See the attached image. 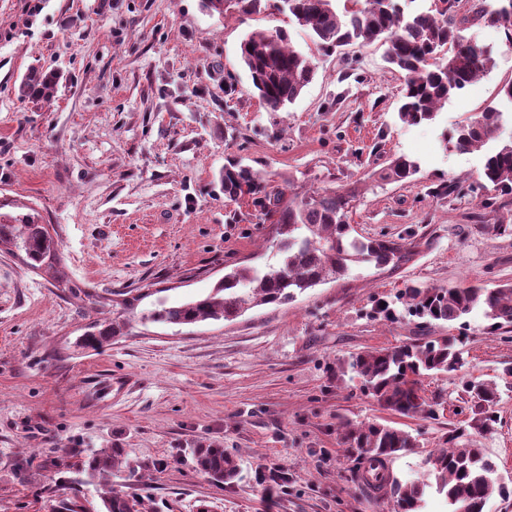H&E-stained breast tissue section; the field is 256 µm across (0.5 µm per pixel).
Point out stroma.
I'll list each match as a JSON object with an SVG mask.
<instances>
[{
  "mask_svg": "<svg viewBox=\"0 0 512 512\" xmlns=\"http://www.w3.org/2000/svg\"><path fill=\"white\" fill-rule=\"evenodd\" d=\"M26 3L0 0V212L39 213L68 285L0 253V512H56L72 496L99 512L82 463L115 445L126 464L112 489L143 498L148 512H391L389 491L367 489L341 441L346 419L416 437L389 464L403 482L466 427L463 444L483 449L507 488L484 512H512V327L487 333L478 313L428 324L397 298L407 283H512V194L481 206L479 155L439 143L512 79L504 29H466L492 46L496 65L420 126L398 119L403 76L384 45L325 55L291 31L315 75L274 122L238 47L251 31L287 27L282 12L40 0L30 14ZM34 68L55 74L51 100L22 93ZM400 155L420 165L412 182L373 178ZM231 159L289 197L354 191L358 235L431 243L399 270L360 267L230 321L141 323L152 304L204 295L231 268L275 262L274 224L224 196L219 173ZM133 288L146 297L129 310L122 294ZM381 299L396 320L376 314ZM118 315L130 320L126 335L99 351L77 347L86 324ZM437 336L458 338L466 363L420 378L436 418L390 414L341 372L351 354ZM471 377L498 386L491 431L469 426ZM201 443L239 457L234 482L194 470Z\"/></svg>",
  "mask_w": 512,
  "mask_h": 512,
  "instance_id": "obj_1",
  "label": "stroma"
}]
</instances>
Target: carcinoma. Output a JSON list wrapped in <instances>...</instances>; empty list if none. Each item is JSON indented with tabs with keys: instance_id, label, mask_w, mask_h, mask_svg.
I'll return each instance as SVG.
<instances>
[{
	"instance_id": "carcinoma-1",
	"label": "carcinoma",
	"mask_w": 512,
	"mask_h": 512,
	"mask_svg": "<svg viewBox=\"0 0 512 512\" xmlns=\"http://www.w3.org/2000/svg\"><path fill=\"white\" fill-rule=\"evenodd\" d=\"M290 22L315 48L330 53L340 47L387 44L386 62L405 73L400 121L407 126L426 124L448 99L489 73L495 65L492 47L471 42L463 31L475 24L512 30V0H497L492 8L474 3L460 12L459 0H432L426 11L405 13L397 0H279ZM210 13L230 9L242 15L259 14L271 0H202ZM253 88L269 112L294 103L313 80L314 68L305 53L290 45L285 29L257 30L239 46ZM56 77L36 70L29 73L23 89L48 98ZM512 111V81L501 85L498 104L442 135L445 149L481 154L482 182L487 193H512V135L501 138V129ZM419 171L405 156L372 173L381 181L402 182ZM224 196L231 201L251 199L261 214L275 218L279 239L278 260L262 269L237 267L206 295L195 300L161 306L142 314V319L170 325H191L207 320H233L246 311L267 304H283L322 283L350 275L356 266L398 268L409 262L422 245L415 236L369 238L355 234L348 214L353 193L334 189L313 190L284 198L268 189L267 182L249 166L232 160L220 174ZM11 243L25 253L33 269L52 266L57 260L56 242L45 225L27 214L12 222L0 219V245ZM406 304L432 323H453L479 311L493 333L512 326V284L485 288L470 284L450 288L408 284L400 293ZM121 323L104 320L89 326L78 339L84 348L100 349L121 335ZM463 366L462 350L453 336L425 342L369 350L350 357L342 372L360 381L379 406L395 415L437 416L436 403L418 393L416 377L425 373H448ZM468 396L479 390L473 402V420L484 429L496 422L497 390L492 383L470 378ZM342 442L347 451L368 464L367 472L378 486L385 485L381 466L417 447L410 432L385 424L342 423ZM125 450L106 448L86 458L83 471L88 481L104 490L103 512H148L144 502L112 491V475L123 468ZM196 469L211 481L224 484L240 472L236 456L224 448L200 443L192 449ZM426 472L416 480L401 483L392 478L393 512H419L425 498L436 493L445 498L448 512H484L487 501L502 494L504 487L494 477V463L484 449L452 446L428 456Z\"/></svg>"
}]
</instances>
